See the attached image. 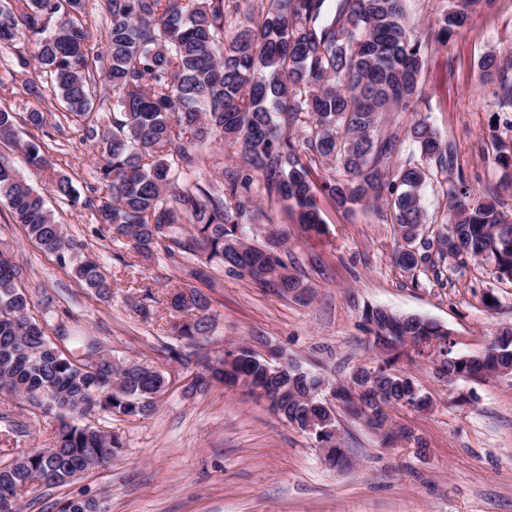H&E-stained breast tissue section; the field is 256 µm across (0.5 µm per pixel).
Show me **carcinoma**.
<instances>
[{"label": "carcinoma", "mask_w": 512, "mask_h": 512, "mask_svg": "<svg viewBox=\"0 0 512 512\" xmlns=\"http://www.w3.org/2000/svg\"><path fill=\"white\" fill-rule=\"evenodd\" d=\"M265 0L261 16L238 20L231 0H106L109 23L104 48L90 52V33L80 20L83 0H16L0 13V45L20 31L36 36V75L58 95L98 154L101 193L88 200L112 240L128 244L148 260L160 244L168 256L196 257L246 275L279 297H304L311 287L295 274L288 231L275 228L251 242L242 220L250 187L288 203L301 228L326 233L316 205L324 190L345 211L370 200H385L396 224V263L412 271L432 262L430 244L418 243L424 223V164L441 173L456 168L452 147L427 123L410 128L419 156L389 171L396 139L383 137L387 112L407 109L419 94L429 42H447L469 21L481 0H464L441 13L437 30L419 33L405 22L404 0ZM497 78V95L512 105V51L481 61ZM112 92L116 116L103 128L92 117L97 81ZM16 116L0 108V143L21 148L31 165L50 168L43 143L17 141ZM220 140L240 151L244 167L223 172L224 191L212 193L192 177L195 148ZM332 165L343 177L318 184L314 165ZM50 191L77 206L72 180L53 173ZM16 223L44 252L71 266L73 277L100 298L112 295V281L94 260L75 258L77 246L64 232L45 197L0 156V200ZM450 213L438 235V256L456 265L467 259L493 261L492 276L512 281V221L497 208V192L480 194L463 174L450 191ZM191 225L187 233L178 230ZM23 270L0 255V391L29 402L58 419L47 448L8 449L0 462V512H12L34 486H60L107 464L122 447L119 437L86 422L90 410L147 417L164 394L161 376L149 365L117 368L100 342L81 337L83 354L59 347L30 314ZM169 304L193 318L174 323L176 338L192 345L207 332L209 299L201 291L174 289ZM362 327L377 360L362 366L354 389L336 385L335 403L325 400L324 380L294 363L286 377L272 376L273 363L259 350L269 344L253 336L225 353L218 365L203 364L170 346V359L188 368L185 391L204 390L212 381L248 384L286 425L330 449L329 464L352 467V458L329 428L345 409L385 444L403 439L422 455L427 446L411 427L389 422L397 406L424 411L431 398L398 363L426 356L448 383L483 382L512 375V328L505 327L478 351H453L448 329L421 316L365 307ZM263 392H258V389ZM93 501L64 499L57 512H93Z\"/></svg>", "instance_id": "obj_1"}]
</instances>
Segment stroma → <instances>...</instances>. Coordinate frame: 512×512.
Here are the masks:
<instances>
[{
    "label": "stroma",
    "instance_id": "stroma-1",
    "mask_svg": "<svg viewBox=\"0 0 512 512\" xmlns=\"http://www.w3.org/2000/svg\"><path fill=\"white\" fill-rule=\"evenodd\" d=\"M511 48L512 0L477 9L448 44L430 43L419 98L410 111L387 113L382 126L383 133L398 135L400 158L415 152L408 129L421 118L453 147L468 182L480 190L499 185L506 172L495 146L512 140L503 124L512 118V106L494 95L479 64ZM33 54L34 43L24 35L0 47V82L6 86L0 107L15 113L19 140L40 139L56 172L71 178L82 196H93L92 143L83 141L58 97L48 90L30 93L24 74L11 69L18 57ZM32 112L44 114L42 127L28 122ZM241 164L237 149L220 142L206 146L199 152L197 181L218 189L223 170ZM454 182L430 170L422 238L435 240ZM250 196L254 237L273 225L289 230L288 260L311 287L309 297H278L219 265L207 268L200 280L193 275L196 259L169 258L161 250L155 259L133 262L131 251L113 243L90 211L48 198L80 253L111 277L112 296L103 300L29 241L0 202V252L23 268L31 312L47 334L64 328L68 349L73 337H99L117 359L152 365L173 379L148 418H92L94 427L122 442L111 465L60 487H37L22 499V512H56L62 498L97 501L103 512H512V376L448 386L436 379L429 361L402 362L432 405L423 412L398 407L390 415L423 437L425 455L404 443L383 447L363 423L342 413V444L354 461L344 471L327 467L314 440L285 425L261 400L218 384L184 392L189 371L166 353L175 339L165 295L175 285L200 289L211 301L209 332L196 346L210 361L223 358L226 344L263 335L333 383L376 359L361 326L368 304L443 325L460 352L479 350L512 327L511 282L493 279L490 265L480 260L440 277L430 269L403 270L395 261V227L380 208L346 213L318 196L329 232L312 238L283 204L269 200L263 181L254 182ZM148 293L156 302L146 320L134 306ZM489 293L498 299L492 309L485 304ZM56 427L53 416L0 393V448L48 447Z\"/></svg>",
    "mask_w": 512,
    "mask_h": 512
}]
</instances>
